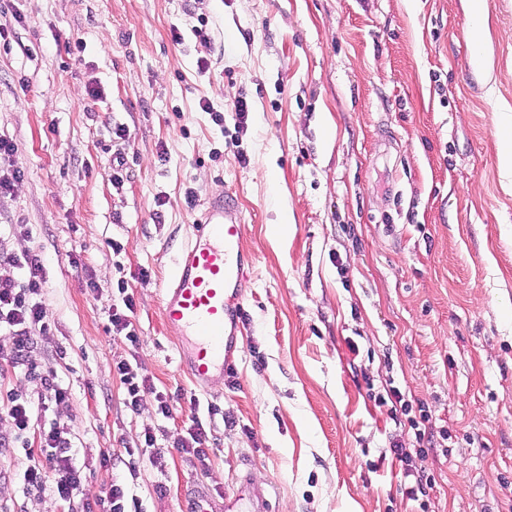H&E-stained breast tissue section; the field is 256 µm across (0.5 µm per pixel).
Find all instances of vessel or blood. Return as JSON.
<instances>
[{
  "instance_id": "1",
  "label": "vessel or blood",
  "mask_w": 512,
  "mask_h": 512,
  "mask_svg": "<svg viewBox=\"0 0 512 512\" xmlns=\"http://www.w3.org/2000/svg\"><path fill=\"white\" fill-rule=\"evenodd\" d=\"M250 265L243 246L241 215L231 195L211 198L179 253L162 297L167 326L192 337L181 363L191 379L206 385L233 364L241 331V288ZM263 491L228 497L222 508L197 504L195 512H265Z\"/></svg>"
}]
</instances>
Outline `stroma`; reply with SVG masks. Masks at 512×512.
<instances>
[{"label": "stroma", "instance_id": "obj_1", "mask_svg": "<svg viewBox=\"0 0 512 512\" xmlns=\"http://www.w3.org/2000/svg\"><path fill=\"white\" fill-rule=\"evenodd\" d=\"M509 112L512 0H486L477 28L469 0H0V136L23 173L0 225L28 227L0 252L43 257L50 329L31 359L71 393L45 416L69 423L92 493L121 483L144 512H190L246 482L268 512H512ZM224 192L252 256L247 319L231 375L204 388L161 292ZM122 285L135 346L109 322ZM119 361L151 385L138 412ZM392 387L424 405L426 443L375 402ZM190 403L203 464L173 445ZM148 428L164 467L130 473ZM393 441L425 451L427 510ZM23 456L0 450V512H68L23 494Z\"/></svg>", "mask_w": 512, "mask_h": 512}]
</instances>
